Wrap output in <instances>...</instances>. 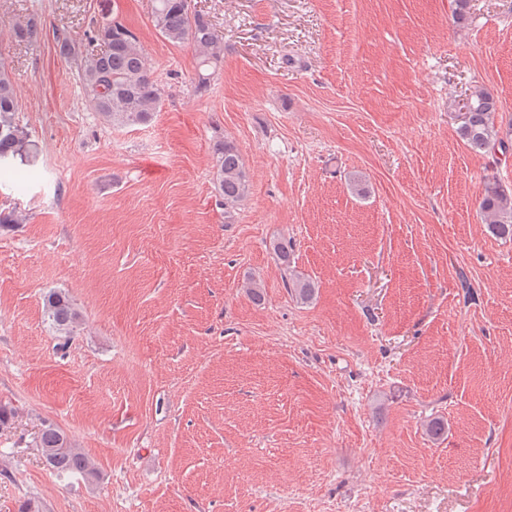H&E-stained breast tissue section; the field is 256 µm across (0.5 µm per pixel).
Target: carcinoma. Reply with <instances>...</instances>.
Instances as JSON below:
<instances>
[{"label": "carcinoma", "instance_id": "obj_1", "mask_svg": "<svg viewBox=\"0 0 512 512\" xmlns=\"http://www.w3.org/2000/svg\"><path fill=\"white\" fill-rule=\"evenodd\" d=\"M186 0H155L152 13L154 27L168 43L190 44L196 53L198 70L194 79L197 94L207 92L211 80L224 62V40L209 15L185 6ZM41 23L34 14L18 20L12 29L20 42L32 43L40 33ZM90 39L100 50L88 53L70 37L58 39L59 55L77 64V77L86 100L99 119L112 127H133L150 122L160 110L162 92L146 65L140 39L124 23L114 20L108 27H93ZM500 111L497 99L484 89L472 91L462 114L459 135L474 152L496 157L512 149V123L505 134L496 128L495 114ZM18 103L13 82L0 66V176L9 173L5 162L24 151L27 131L15 120ZM214 188L224 205V218L231 220L249 197V173L237 145L226 138L212 146ZM480 211L491 228L502 236H512V190L496 177H488L480 200ZM283 266L285 286L296 301L310 302L315 283L295 274L290 266L288 245H274ZM45 314L60 335H74L80 313L70 297L56 290L43 296ZM46 467L62 477L96 481L98 468L80 449L74 447L57 425L47 423L35 438Z\"/></svg>", "mask_w": 512, "mask_h": 512}]
</instances>
